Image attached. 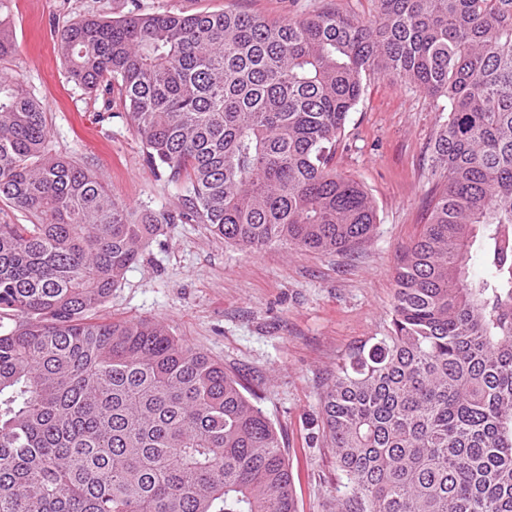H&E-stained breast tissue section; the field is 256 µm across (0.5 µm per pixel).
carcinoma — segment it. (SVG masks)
<instances>
[{"label":"carcinoma","mask_w":512,"mask_h":512,"mask_svg":"<svg viewBox=\"0 0 512 512\" xmlns=\"http://www.w3.org/2000/svg\"><path fill=\"white\" fill-rule=\"evenodd\" d=\"M375 2L367 21L135 8L59 33L70 79L118 90L150 166L188 184L177 216L116 202L0 77V202L32 217L0 224V512H295L282 435L224 365L99 312L178 216L249 252L369 241L373 201L333 161L370 74L447 100L443 188L387 329L321 396L347 480L327 512H512V0Z\"/></svg>","instance_id":"cac0c4a2"}]
</instances>
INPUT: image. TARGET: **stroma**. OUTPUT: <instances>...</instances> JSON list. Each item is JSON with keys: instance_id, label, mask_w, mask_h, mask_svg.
Returning a JSON list of instances; mask_svg holds the SVG:
<instances>
[{"instance_id": "1", "label": "stroma", "mask_w": 512, "mask_h": 512, "mask_svg": "<svg viewBox=\"0 0 512 512\" xmlns=\"http://www.w3.org/2000/svg\"><path fill=\"white\" fill-rule=\"evenodd\" d=\"M193 14L237 8L272 20L319 7L366 19L374 0H15V50L0 76L32 87L47 105L58 153L102 179L137 211L178 213L187 193L146 161L117 93L87 92L69 78L56 35L84 18L110 20L132 8ZM437 114L419 88L368 78L336 152L338 173L375 201L364 245L334 254L272 244L258 252L225 245L208 225H159L103 313L159 319L188 346L240 378L245 394L281 432L297 512H325L344 480L322 438L320 397L348 350L383 333L401 261L427 224L441 180L428 163Z\"/></svg>"}]
</instances>
